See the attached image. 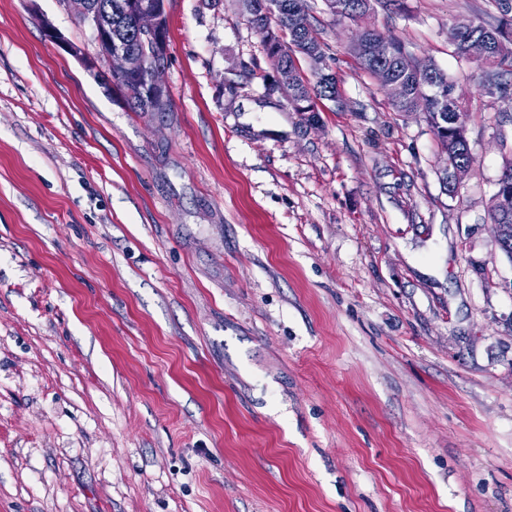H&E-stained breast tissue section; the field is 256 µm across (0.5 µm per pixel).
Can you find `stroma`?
Listing matches in <instances>:
<instances>
[{
    "mask_svg": "<svg viewBox=\"0 0 512 512\" xmlns=\"http://www.w3.org/2000/svg\"><path fill=\"white\" fill-rule=\"evenodd\" d=\"M339 95L297 112L239 0H166L167 112H134L0 0V512H512V96L458 61L495 0H373L451 78L454 192L308 0ZM504 195L502 192L495 190L491 205L489 208V219L492 224L496 225L497 229V242L501 245L502 249L512 258V208L511 201L509 205L504 203ZM501 224V242L499 241L498 225Z\"/></svg>",
    "mask_w": 512,
    "mask_h": 512,
    "instance_id": "35a3bbf8",
    "label": "stroma"
}]
</instances>
